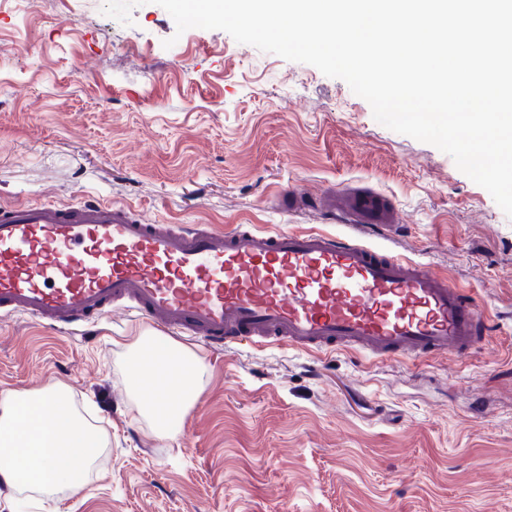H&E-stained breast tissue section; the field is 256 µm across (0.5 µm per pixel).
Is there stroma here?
Returning <instances> with one entry per match:
<instances>
[{
  "label": "stroma",
  "mask_w": 512,
  "mask_h": 512,
  "mask_svg": "<svg viewBox=\"0 0 512 512\" xmlns=\"http://www.w3.org/2000/svg\"><path fill=\"white\" fill-rule=\"evenodd\" d=\"M104 4L0 0V202L340 233L331 212L276 198L364 185L401 214L395 253L467 288L495 327L467 356L422 361L188 345L201 391L166 440L130 382L149 328L118 312L91 341L0 322V394L61 392L106 441L80 491L0 483V512H512V218L345 81L221 30L177 33L153 0L130 26Z\"/></svg>",
  "instance_id": "obj_1"
}]
</instances>
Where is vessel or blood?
Segmentation results:
<instances>
[{"label":"vessel or blood","instance_id":"vessel-or-blood-1","mask_svg":"<svg viewBox=\"0 0 512 512\" xmlns=\"http://www.w3.org/2000/svg\"><path fill=\"white\" fill-rule=\"evenodd\" d=\"M339 202L354 233L149 224L95 199L0 203V320L92 327L112 309L214 352L241 342L376 360L466 353L490 335L446 275L384 244L401 217L381 193Z\"/></svg>","mask_w":512,"mask_h":512}]
</instances>
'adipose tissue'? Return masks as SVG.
<instances>
[{
  "mask_svg": "<svg viewBox=\"0 0 512 512\" xmlns=\"http://www.w3.org/2000/svg\"><path fill=\"white\" fill-rule=\"evenodd\" d=\"M200 360L176 345L140 337L134 359V384L147 390L162 385L165 402L144 397L141 415L151 419L157 435L176 438L182 419L199 393ZM104 448L101 434L69 406L49 393H9L0 397V481L36 489L79 491ZM65 457L69 466L56 467Z\"/></svg>",
  "mask_w": 512,
  "mask_h": 512,
  "instance_id": "adipose-tissue-1",
  "label": "adipose tissue"
}]
</instances>
